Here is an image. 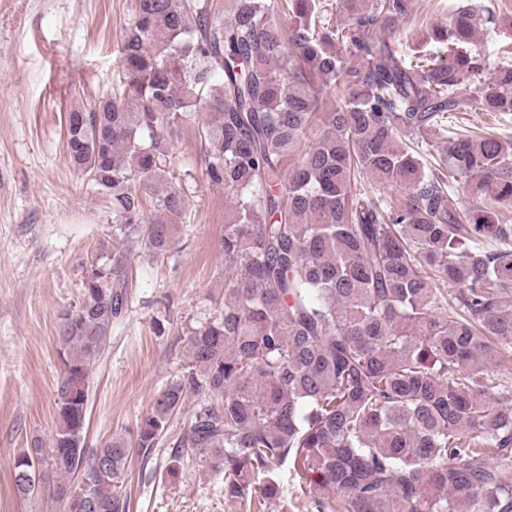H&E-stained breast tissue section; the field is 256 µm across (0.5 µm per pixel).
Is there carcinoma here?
<instances>
[{
  "label": "carcinoma",
  "mask_w": 512,
  "mask_h": 512,
  "mask_svg": "<svg viewBox=\"0 0 512 512\" xmlns=\"http://www.w3.org/2000/svg\"><path fill=\"white\" fill-rule=\"evenodd\" d=\"M343 2L340 28L317 0H132L119 88L66 114L69 164L122 241L171 248L186 128L231 195L224 304L190 330L188 369L135 448L149 456L192 400L168 475L187 449L257 512L281 498L283 467L309 512H512V385L492 372L512 356V136L448 130L450 112H512V65L489 73L474 48L495 23L482 5L428 30L447 56L408 62L379 30L412 0ZM364 177L405 195L363 198ZM82 288L59 330L51 494L81 468L96 477L77 512H129L131 448L84 444L91 368L127 306L124 251ZM41 453L36 440L15 460L19 494Z\"/></svg>",
  "instance_id": "1"
}]
</instances>
